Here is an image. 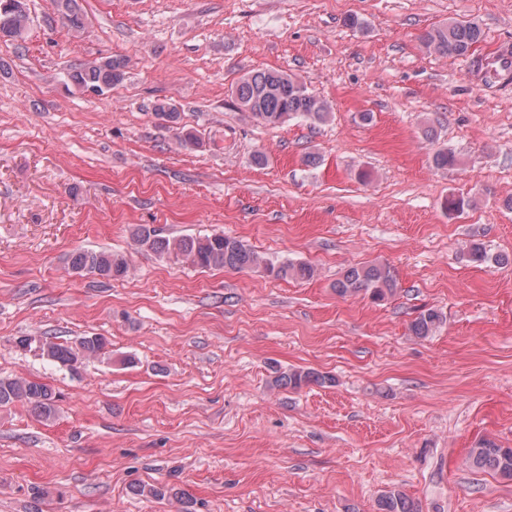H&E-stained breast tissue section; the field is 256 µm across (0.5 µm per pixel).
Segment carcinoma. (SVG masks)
<instances>
[{
    "label": "carcinoma",
    "mask_w": 512,
    "mask_h": 512,
    "mask_svg": "<svg viewBox=\"0 0 512 512\" xmlns=\"http://www.w3.org/2000/svg\"><path fill=\"white\" fill-rule=\"evenodd\" d=\"M22 0H0V33L10 42L24 39L30 22L29 9L21 8ZM55 13L62 25L74 35L86 29V17L79 0H53ZM482 26L476 21H462L432 28L421 36L423 44L435 53L449 58L465 57L469 49L483 38ZM127 61L106 57L79 63L69 68L67 82L83 92H104L124 79ZM237 109L247 113L258 125L278 126L301 118L313 124L329 119V106L309 88L284 70H259L243 76L232 90ZM155 115L171 124L178 143L183 148L200 145L191 131L178 127L180 112L165 99L153 106ZM133 241L140 251L159 258H174L200 269L251 270L274 279L309 281L316 270L307 262L270 260L242 240L219 233L207 236L166 237L159 231L141 225L133 231ZM74 272L98 274L107 279H121L130 271L126 255L110 250L78 249L66 256ZM340 296L363 293L373 301H382L396 293L398 281L391 267L370 262L346 269L334 284ZM443 324V315L435 309L421 311L410 323L409 330L418 338L434 335ZM108 340L97 334L80 337L79 345L57 343L45 339L40 345L41 356L77 371L85 363L107 353ZM334 378L313 369L294 368L275 378L278 387L299 390L304 386L333 384ZM17 404L26 406L38 417L48 420L56 413V394L37 380L0 376V408ZM473 468L492 472L503 479H512V448H501L484 441L470 449ZM379 512H419L418 505L398 489L383 492L377 502Z\"/></svg>",
    "instance_id": "1"
}]
</instances>
